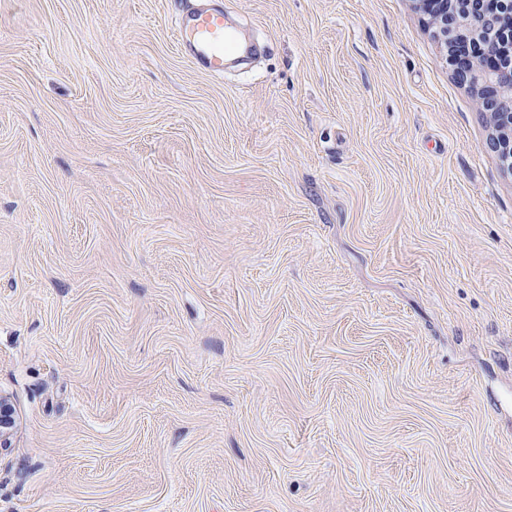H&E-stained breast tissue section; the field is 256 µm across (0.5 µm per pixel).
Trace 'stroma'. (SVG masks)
<instances>
[{"label":"stroma","mask_w":512,"mask_h":512,"mask_svg":"<svg viewBox=\"0 0 512 512\" xmlns=\"http://www.w3.org/2000/svg\"><path fill=\"white\" fill-rule=\"evenodd\" d=\"M0 0V512H512V175L412 0ZM174 36L192 59L213 75L223 74L226 57L240 50L222 11L194 8L186 12L178 18Z\"/></svg>","instance_id":"35a3bbf8"}]
</instances>
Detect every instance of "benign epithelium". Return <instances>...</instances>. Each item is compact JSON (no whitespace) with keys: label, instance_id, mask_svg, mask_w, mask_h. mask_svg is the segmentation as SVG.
I'll return each instance as SVG.
<instances>
[{"label":"benign epithelium","instance_id":"7a95c632","mask_svg":"<svg viewBox=\"0 0 512 512\" xmlns=\"http://www.w3.org/2000/svg\"><path fill=\"white\" fill-rule=\"evenodd\" d=\"M418 12L427 17L434 36L443 42L456 36L460 24L490 37L507 36L512 43V28L500 27L503 18H512V0H413ZM451 65L456 79L481 92V105L494 129L488 148L502 169L512 174V55H493L483 64L464 52L456 53ZM16 424L13 406L0 395V447L7 443Z\"/></svg>","mask_w":512,"mask_h":512}]
</instances>
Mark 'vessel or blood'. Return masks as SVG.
I'll use <instances>...</instances> for the list:
<instances>
[{
  "mask_svg": "<svg viewBox=\"0 0 512 512\" xmlns=\"http://www.w3.org/2000/svg\"><path fill=\"white\" fill-rule=\"evenodd\" d=\"M174 36L193 60L213 75L223 74L227 56L240 49L220 11L195 8L186 12L178 18Z\"/></svg>",
  "mask_w": 512,
  "mask_h": 512,
  "instance_id": "b4317fda",
  "label": "vessel or blood"
}]
</instances>
